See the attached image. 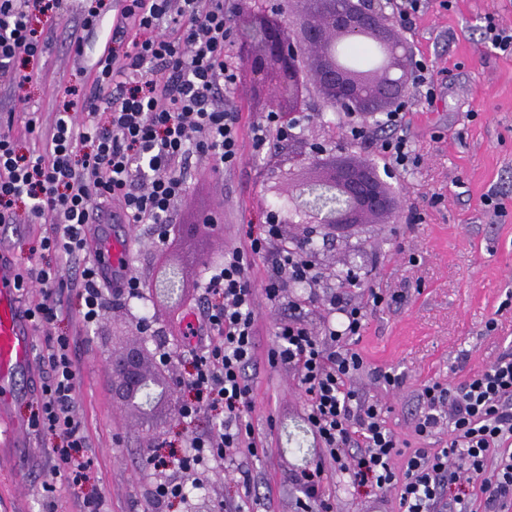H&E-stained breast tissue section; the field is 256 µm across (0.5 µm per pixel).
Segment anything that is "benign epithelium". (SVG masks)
Segmentation results:
<instances>
[{"label": "benign epithelium", "mask_w": 512, "mask_h": 512, "mask_svg": "<svg viewBox=\"0 0 512 512\" xmlns=\"http://www.w3.org/2000/svg\"><path fill=\"white\" fill-rule=\"evenodd\" d=\"M297 10L284 22L266 0H251L235 44L251 84L269 92V108L285 128L300 113L350 112L366 120L383 107L404 101L414 58L408 44L392 32L382 0H295ZM354 42L378 47L376 61L352 66L342 49ZM280 195L288 202V227L334 229L362 224L369 214L392 215L398 209L376 168L343 162V148L324 139L290 138L288 153L271 161ZM154 299L177 307L186 294L185 269L167 261L152 284ZM112 370L125 376L124 408L144 414L171 395L166 381L144 369L138 349L112 358Z\"/></svg>", "instance_id": "benign-epithelium-1"}]
</instances>
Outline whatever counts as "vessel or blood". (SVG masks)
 <instances>
[{
    "label": "vessel or blood",
    "instance_id": "obj_1",
    "mask_svg": "<svg viewBox=\"0 0 512 512\" xmlns=\"http://www.w3.org/2000/svg\"><path fill=\"white\" fill-rule=\"evenodd\" d=\"M97 252L114 275H121L126 261L124 238L116 236L99 243ZM17 286L15 267L0 261V441L7 444L19 443L23 436L8 420L7 409L14 396L15 376L28 368L32 342V326L16 310Z\"/></svg>",
    "mask_w": 512,
    "mask_h": 512
}]
</instances>
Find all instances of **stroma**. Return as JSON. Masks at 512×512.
I'll return each mask as SVG.
<instances>
[{
  "label": "stroma",
  "mask_w": 512,
  "mask_h": 512,
  "mask_svg": "<svg viewBox=\"0 0 512 512\" xmlns=\"http://www.w3.org/2000/svg\"><path fill=\"white\" fill-rule=\"evenodd\" d=\"M512 27V0H451L449 8L432 5L415 16L404 35L416 56L425 58L433 74L434 106L408 101L411 139L408 172H396L392 184L402 201L399 219L352 224L332 234L298 227V239L312 238L310 259L323 278L316 288L298 285L294 294L316 293L319 301L339 287L346 274L360 285L348 299L365 300L364 284L390 294L387 306L373 312L355 347L368 364L354 384L381 401L388 427L400 443L417 446L413 422L419 413L418 394L438 380L458 386L470 375L512 354V55L491 49L482 40L486 15ZM58 36L39 60L42 78L21 89L32 110L56 108V85L80 83L70 39L82 37L86 55H93L105 30L81 31L71 14L56 21ZM242 114L241 161L232 170L211 172V160L192 159V172H206L203 195L194 196L179 216L182 244L175 259L186 264L190 285L175 310L157 308L152 327L141 331L135 303L112 298L91 327L81 323L76 292L52 328L53 335L73 338L79 367L76 410L91 446L88 478L75 487L56 474L53 442L32 426L40 368L32 366L14 399L11 414L23 428L17 447L0 446V512H81L89 497L102 498L105 512H195L200 503L217 505L238 500L241 485L226 470H248L254 493L267 512H300L297 473L320 457L304 419L305 399L292 372L270 366L267 352L275 343V324L287 311L259 307L257 362L252 366L254 409L251 420L268 439V455H230L225 469L213 471L205 487L194 488V472L180 473L187 503L172 500L160 509L149 501L152 477L143 464L149 441L162 438L163 455L178 452L183 425L172 409L153 415L123 409L116 396L113 354L139 345L154 350L168 345L180 351L185 320L195 311L202 270L208 258L239 244L246 228L260 229L269 210L282 208L269 191L267 161L252 145V126L266 107L249 80L239 79L232 94ZM343 119L334 113L306 118L296 135H319L344 144L347 152L383 166L375 142H348ZM497 192L505 211L491 221L482 199ZM219 197L223 213L214 231L202 236L195 226L203 197ZM129 239L127 259L143 281H151L163 257L147 227L124 225ZM43 228L30 224L22 233L0 232V252L17 269L42 259ZM318 303L303 306L300 316L314 333L324 328L325 312ZM495 330H487L488 321ZM400 375L391 389L375 371Z\"/></svg>",
  "instance_id": "1"
}]
</instances>
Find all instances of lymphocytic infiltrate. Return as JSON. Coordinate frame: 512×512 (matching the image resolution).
<instances>
[{"label": "lymphocytic infiltrate", "instance_id": "lymphocytic-infiltrate-1", "mask_svg": "<svg viewBox=\"0 0 512 512\" xmlns=\"http://www.w3.org/2000/svg\"><path fill=\"white\" fill-rule=\"evenodd\" d=\"M68 0H0V89L37 82L29 70L54 36V20ZM245 0H79L82 30L109 32L86 77L62 86L60 106L49 118L24 103L0 105V126H14L25 113L24 132L37 146L21 152L15 137L0 133V224H40L41 248L54 263L26 268L24 288L37 289L23 315L35 329L48 330L65 304L63 282L82 301L83 325L94 324L106 299L103 290L141 298L145 285L126 270L113 286L106 269L87 259L91 227L110 216L116 224H147L157 249L180 232L172 217L188 200V163L206 156L215 170L234 168L241 158L240 114L228 96L243 64L231 55L234 29ZM380 152L395 169L408 166L411 145L404 112H387L377 123ZM273 256L271 275L255 288L257 259ZM322 274L304 242H279L278 226L265 224L207 265L200 287L202 309L186 325L192 341L191 370L181 384L193 398L179 402L187 423L209 414L203 433L187 436L175 458L144 457L154 475V502L184 498L176 475L205 474L229 454L259 456L265 439L250 420L253 409L247 373L256 357L258 302L298 310L287 296L292 284L317 285ZM323 304L330 317L322 334L304 323H277L269 363L289 369L306 402V420L322 457L296 477L303 512H335L326 490L329 478L347 477L355 492H395L400 512H512V355H504L456 387L426 384L418 395L417 439L447 429L440 448L403 449L386 425L385 409L353 385L366 370L352 341L361 336L370 312L384 307L379 288L362 303L338 289ZM43 377L34 427L55 437L53 448L72 485L87 478L83 450L88 435L75 412L77 363L67 336L48 341L39 353Z\"/></svg>", "mask_w": 512, "mask_h": 512}]
</instances>
